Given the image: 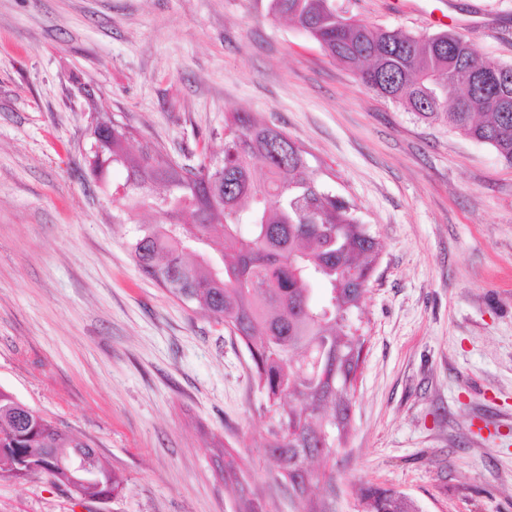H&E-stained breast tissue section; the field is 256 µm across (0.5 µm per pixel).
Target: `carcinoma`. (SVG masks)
<instances>
[{
	"mask_svg": "<svg viewBox=\"0 0 512 512\" xmlns=\"http://www.w3.org/2000/svg\"><path fill=\"white\" fill-rule=\"evenodd\" d=\"M267 13L300 28L368 89L491 146L512 166V81L472 88L478 77L512 73V64L484 58L460 35L444 48L435 34L377 30L336 11L332 0H267ZM133 139L126 124H96L89 165L106 185L112 167L125 169L124 182L112 187L113 201L125 207L115 219L132 222L139 210L166 217L135 225L136 265L243 342L276 420L266 457L300 512H327L315 498L311 464L335 456L348 433L364 344L353 316L379 242L353 205L308 174L307 152L261 118L225 113L222 157L196 166L177 162L155 142L134 153ZM78 453L95 478L72 489L59 460ZM37 473L83 501L123 490L87 441L0 386V477ZM363 503L369 512H419L389 488L366 489Z\"/></svg>",
	"mask_w": 512,
	"mask_h": 512,
	"instance_id": "obj_1",
	"label": "carcinoma"
}]
</instances>
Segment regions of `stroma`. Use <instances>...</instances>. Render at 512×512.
Here are the masks:
<instances>
[{
	"instance_id": "obj_1",
	"label": "stroma",
	"mask_w": 512,
	"mask_h": 512,
	"mask_svg": "<svg viewBox=\"0 0 512 512\" xmlns=\"http://www.w3.org/2000/svg\"><path fill=\"white\" fill-rule=\"evenodd\" d=\"M334 4L512 64V0ZM233 110L300 144L381 243L319 496L332 512H363L369 487L420 512H512V167L367 90L265 0H0V385L126 485L99 503L45 474L0 479V512H240L222 450L259 512H299L264 453L273 418L244 345L141 273L86 161L109 120L209 160Z\"/></svg>"
}]
</instances>
